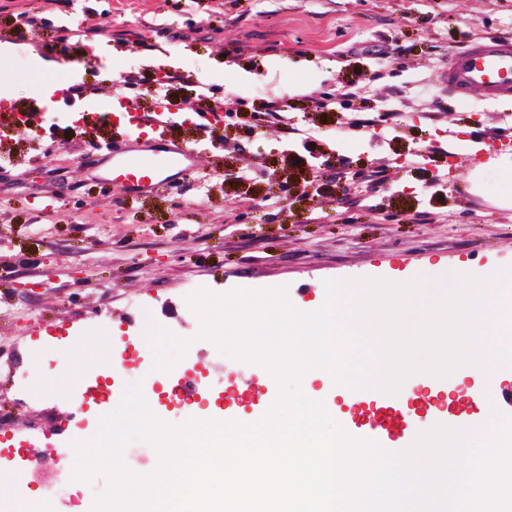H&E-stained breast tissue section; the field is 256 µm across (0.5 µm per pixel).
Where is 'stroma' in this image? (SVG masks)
Here are the masks:
<instances>
[{
	"label": "stroma",
	"mask_w": 512,
	"mask_h": 512,
	"mask_svg": "<svg viewBox=\"0 0 512 512\" xmlns=\"http://www.w3.org/2000/svg\"><path fill=\"white\" fill-rule=\"evenodd\" d=\"M44 7L0 0V91L24 102L60 81L92 109L118 77L175 75L168 134L197 161L179 189L136 195L100 176L67 114L37 137L0 125V492L12 512H36L61 475L82 442L76 415L99 427L81 406L87 375L105 339L121 358L141 347L146 316L189 346L172 371L137 364L145 399L194 364L242 390L269 378L199 338L190 288L285 285L301 308L328 280L512 267L499 171L471 176L491 158L512 164V97L460 99L443 79L465 42L512 38V0H69L60 13L80 39L67 59L48 51L50 31L15 33L16 13ZM260 79L309 138L259 119ZM200 80L237 111H203ZM321 92L323 107L304 108Z\"/></svg>",
	"instance_id": "35a3bbf8"
}]
</instances>
